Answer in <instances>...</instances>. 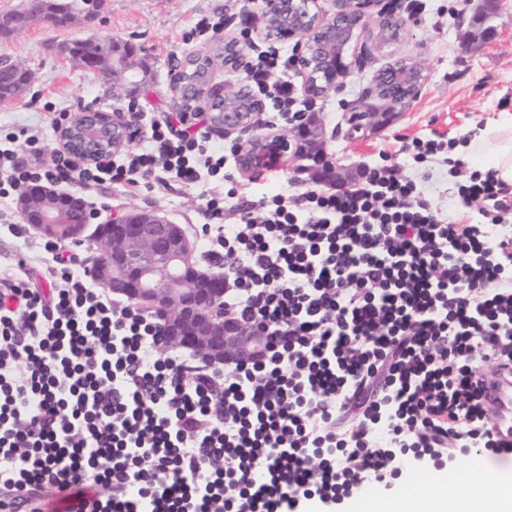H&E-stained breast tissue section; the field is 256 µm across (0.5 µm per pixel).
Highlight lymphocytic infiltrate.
I'll list each match as a JSON object with an SVG mask.
<instances>
[{"instance_id": "f902f5d3", "label": "lymphocytic infiltrate", "mask_w": 512, "mask_h": 512, "mask_svg": "<svg viewBox=\"0 0 512 512\" xmlns=\"http://www.w3.org/2000/svg\"><path fill=\"white\" fill-rule=\"evenodd\" d=\"M292 58L261 53L245 79L278 118ZM0 200L78 181L127 193L224 178L203 120L153 123L146 148L84 166L7 133ZM235 222L225 223L227 214ZM201 238L222 263L224 310L271 331L263 358L224 369L161 356L159 323L76 276L44 243L48 289L0 291V512H303L409 466L512 455L489 432L477 377L512 367V231L453 224L395 167L366 185L204 196Z\"/></svg>"}]
</instances>
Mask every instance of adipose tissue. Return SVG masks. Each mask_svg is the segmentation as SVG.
<instances>
[{
    "label": "adipose tissue",
    "mask_w": 512,
    "mask_h": 512,
    "mask_svg": "<svg viewBox=\"0 0 512 512\" xmlns=\"http://www.w3.org/2000/svg\"><path fill=\"white\" fill-rule=\"evenodd\" d=\"M367 512H512V471L484 464L457 480L424 473L410 492L367 500Z\"/></svg>",
    "instance_id": "ef3b65f1"
}]
</instances>
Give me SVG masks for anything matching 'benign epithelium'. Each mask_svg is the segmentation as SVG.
I'll return each mask as SVG.
<instances>
[{
	"mask_svg": "<svg viewBox=\"0 0 512 512\" xmlns=\"http://www.w3.org/2000/svg\"><path fill=\"white\" fill-rule=\"evenodd\" d=\"M335 11L325 13L319 0H261L259 38L267 42L294 40V62L306 75V92L319 97L343 91L351 73L350 52L367 32L377 49L390 54L402 43L408 24L394 14L370 21L374 0H334ZM235 62L224 66L230 74L244 73L247 58L240 40L224 38ZM387 79L402 83V91L384 99L385 111L365 109L351 113L360 128L376 131L397 117L395 109L415 100L428 75L406 57L394 60ZM239 92L252 105L246 109L224 108L215 126L224 137L253 127L262 104L245 85ZM227 87L207 80L206 106L227 100ZM289 134L257 133L238 146L237 164L248 173L266 165L270 157L286 156L308 163L318 175L338 186H346L341 167L329 162L323 150L324 131L315 114L299 112L289 118ZM134 137V121L122 112H80L57 128L60 146L80 163L90 165L121 151ZM51 198L55 208L39 210L32 196ZM83 204L80 193L55 186L35 190L27 185L19 191L20 216L40 233L60 240L83 234L99 213L85 211L82 224L66 220L68 205ZM94 243L97 257L90 277L112 294L142 307L163 328V345L183 349L205 365L231 366L250 362L266 354L269 330L244 325L224 314V277L198 269L193 247L178 224L149 212L127 211L98 223Z\"/></svg>",
	"mask_w": 512,
	"mask_h": 512,
	"instance_id": "1",
	"label": "benign epithelium"
}]
</instances>
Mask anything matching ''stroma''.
Segmentation results:
<instances>
[{"instance_id":"35a3bbf8","label":"stroma","mask_w":512,"mask_h":512,"mask_svg":"<svg viewBox=\"0 0 512 512\" xmlns=\"http://www.w3.org/2000/svg\"><path fill=\"white\" fill-rule=\"evenodd\" d=\"M479 0H375L373 14L397 12L415 18L399 45L400 55L419 63L429 76L419 97L402 107L386 129L354 130L350 105L373 104L370 91L374 75L390 59L377 50L369 35H362L351 54V76L341 93L311 99L299 95V106L316 113L326 130L325 151L345 172L359 176L362 169L399 166L413 178L432 204L447 212L450 222L467 224L480 219L477 207L461 206L457 186L470 172L487 171L489 154L465 156L464 167L416 164L400 150L402 143L440 133L458 144L479 130H488V146L502 138L497 128L504 113H512V0H502L496 14L476 26ZM215 14L224 17L225 34L238 37L245 49L259 39L255 28H244V20L259 17L257 6L244 0H104L99 16L87 26L57 28L34 24L11 37H0V63L23 62L35 74L34 81L19 97L0 100V136L20 128L39 132L47 148L58 145L52 118L59 113L74 116L89 108L107 112L134 111L137 131L131 147L141 148L152 122L183 111L171 89L170 77L190 51L211 50L215 38L192 37L195 23ZM91 37L132 45L142 63L139 84L116 92L112 82L94 71L76 67L59 53L61 44ZM240 194L257 189L289 187L299 193L318 188L310 172L298 173L288 159H281L252 174L227 163ZM101 216L131 209L146 210L181 225L191 242L202 270L217 266L204 255L198 236L202 222V190L175 184L145 188L127 195L103 187L92 196ZM44 235L24 224L18 208L0 209V272L16 273L15 258L29 256L34 270L33 285L44 286L39 272L45 263Z\"/></svg>"}]
</instances>
